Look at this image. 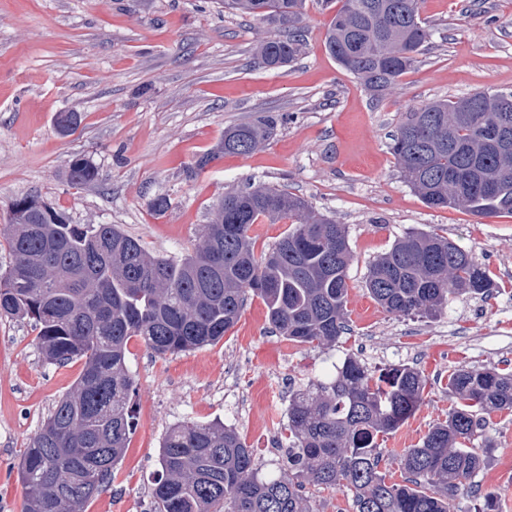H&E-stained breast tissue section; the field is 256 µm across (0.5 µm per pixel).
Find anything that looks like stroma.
<instances>
[{
	"label": "stroma",
	"instance_id": "stroma-1",
	"mask_svg": "<svg viewBox=\"0 0 512 512\" xmlns=\"http://www.w3.org/2000/svg\"><path fill=\"white\" fill-rule=\"evenodd\" d=\"M336 4L307 0L298 59L259 66L255 46L273 26L224 0H0V273L12 263L4 228L14 200L38 194L76 224H116L154 256L191 253L226 192L249 184L287 188L343 224L349 329L336 344L286 340L266 307L248 297L217 344L158 356L129 345L135 426L111 487L86 512H153L159 446L185 419L223 420L255 450L264 474L279 473L292 392L334 372L346 357L372 373L408 363L428 379L415 415L381 445H417L448 412L449 372L461 365L512 368V215L479 218L427 207L400 176L388 149L407 112L435 100L512 89V0H423L432 38L397 84L373 96L325 47ZM80 115L69 135L59 113ZM271 115L273 136L248 155H227L193 172L227 126ZM100 171L71 185L69 159ZM164 195L170 208L149 209ZM436 232L470 250L498 285L487 299L450 301L434 318L396 317L365 287L373 261L409 230ZM32 321L0 315V512H20L18 464L29 438L72 387L81 361L48 364ZM485 470L463 488L454 512H474L499 494L512 512V412L493 414Z\"/></svg>",
	"mask_w": 512,
	"mask_h": 512
}]
</instances>
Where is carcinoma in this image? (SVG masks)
I'll use <instances>...</instances> for the list:
<instances>
[{"mask_svg":"<svg viewBox=\"0 0 512 512\" xmlns=\"http://www.w3.org/2000/svg\"><path fill=\"white\" fill-rule=\"evenodd\" d=\"M326 46L337 63L382 93L412 69L430 30L420 0H340ZM242 15L291 29L305 0H224ZM299 35L274 34L255 58L277 69L299 57ZM261 116L224 130L199 157L201 171L225 155H248L274 132ZM404 180L430 208L464 207L478 217L512 214V91L485 90L407 113L388 144ZM75 186L99 180L87 158L69 160ZM291 222L255 255L256 224ZM13 256L0 275V314L28 318L50 364L83 361L72 388L29 438L18 468L21 512H85L123 460L134 417L128 344L158 355L214 345L239 320L247 298L262 299L272 328L291 342L322 347L346 333L345 225L312 210L285 188L258 185L224 194L194 251L152 256L112 224H75L52 201L28 195L10 211ZM373 299L398 316H434L459 297L497 288L473 255L445 236L410 231L369 268ZM426 379L395 365L375 376L350 357L336 374L293 394L286 471L262 477L253 449L222 422L170 428L158 452L155 512H318L306 486L351 492L355 512H453L466 481L492 447L487 420L512 410V371L461 366L448 374L451 406L420 445L381 471L378 438L420 408ZM484 436V447L471 448Z\"/></svg>","mask_w":512,"mask_h":512,"instance_id":"obj_1","label":"carcinoma"}]
</instances>
